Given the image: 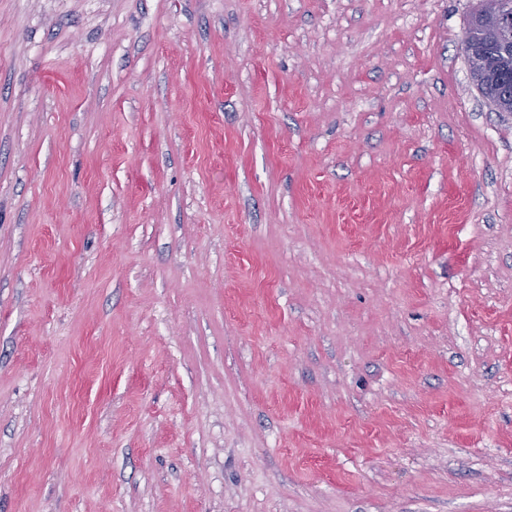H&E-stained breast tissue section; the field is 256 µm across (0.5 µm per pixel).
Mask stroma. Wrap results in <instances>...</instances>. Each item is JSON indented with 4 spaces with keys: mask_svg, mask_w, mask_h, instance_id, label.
<instances>
[{
    "mask_svg": "<svg viewBox=\"0 0 512 512\" xmlns=\"http://www.w3.org/2000/svg\"><path fill=\"white\" fill-rule=\"evenodd\" d=\"M475 5L0 0V512H512Z\"/></svg>",
    "mask_w": 512,
    "mask_h": 512,
    "instance_id": "1",
    "label": "stroma"
}]
</instances>
